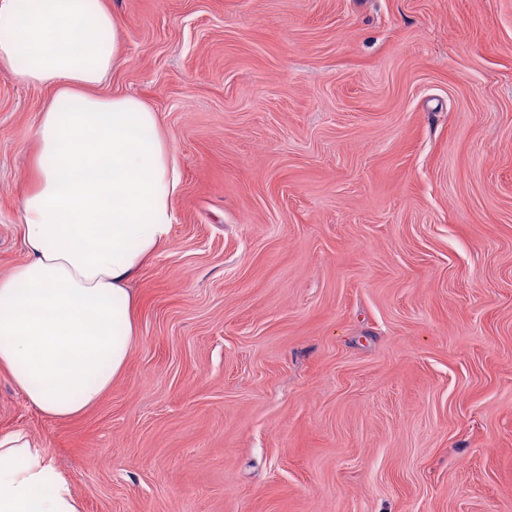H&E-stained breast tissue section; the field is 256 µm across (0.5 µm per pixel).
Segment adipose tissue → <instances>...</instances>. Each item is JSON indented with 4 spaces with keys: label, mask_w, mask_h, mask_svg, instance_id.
Here are the masks:
<instances>
[{
    "label": "adipose tissue",
    "mask_w": 512,
    "mask_h": 512,
    "mask_svg": "<svg viewBox=\"0 0 512 512\" xmlns=\"http://www.w3.org/2000/svg\"><path fill=\"white\" fill-rule=\"evenodd\" d=\"M118 30L103 0H0V69L52 91L21 199L29 257L0 277V371L58 420L123 373L138 336L128 284L167 242L181 185L156 112L93 92L119 64ZM0 512H82L22 430L0 432Z\"/></svg>",
    "instance_id": "obj_1"
}]
</instances>
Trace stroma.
I'll return each instance as SVG.
<instances>
[{
  "mask_svg": "<svg viewBox=\"0 0 512 512\" xmlns=\"http://www.w3.org/2000/svg\"><path fill=\"white\" fill-rule=\"evenodd\" d=\"M180 160L139 340L0 431L84 512H512V0H103ZM49 89L0 69V276Z\"/></svg>",
  "mask_w": 512,
  "mask_h": 512,
  "instance_id": "obj_1",
  "label": "stroma"
}]
</instances>
